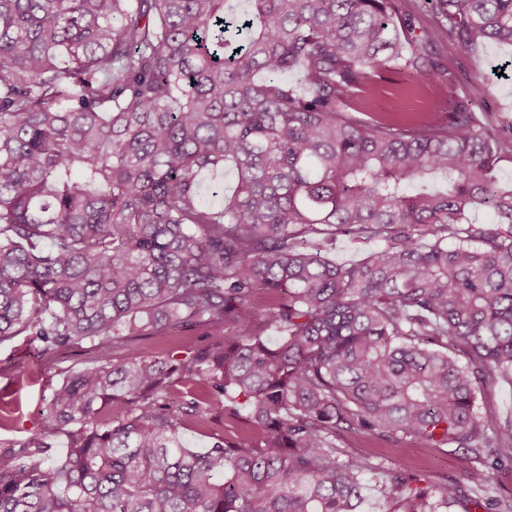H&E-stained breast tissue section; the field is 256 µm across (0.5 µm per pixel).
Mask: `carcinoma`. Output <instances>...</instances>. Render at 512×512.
I'll return each instance as SVG.
<instances>
[{"mask_svg": "<svg viewBox=\"0 0 512 512\" xmlns=\"http://www.w3.org/2000/svg\"><path fill=\"white\" fill-rule=\"evenodd\" d=\"M433 13L0 0V344L112 345L37 432L0 438V512H356L375 471L385 512L478 491L483 512H512L486 469L467 490L342 447L357 433L512 460V420L477 404L478 382L512 381V145L454 99L407 124L351 105L389 64L455 81L445 34L512 45V0ZM230 164L235 195L205 199L200 176ZM478 205L495 219L465 221ZM338 230L380 247L336 264L319 245ZM219 326L175 363L135 344ZM114 402L129 409L105 423ZM218 403L234 437L186 447L185 421Z\"/></svg>", "mask_w": 512, "mask_h": 512, "instance_id": "cac0c4a2", "label": "carcinoma"}]
</instances>
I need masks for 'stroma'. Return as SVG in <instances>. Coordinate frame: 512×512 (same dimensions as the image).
Returning a JSON list of instances; mask_svg holds the SVG:
<instances>
[{"mask_svg": "<svg viewBox=\"0 0 512 512\" xmlns=\"http://www.w3.org/2000/svg\"><path fill=\"white\" fill-rule=\"evenodd\" d=\"M439 51L456 75L454 87L429 80L420 73L388 67L379 72V92L368 98H356L355 106L368 115L382 113L400 121L417 115L436 119L444 116L448 100L453 97L473 111L490 113L498 135L511 141L512 46L486 43L474 53L464 55L445 37L439 43ZM209 341L204 331L191 329L164 336H142L137 344L144 355L170 361L184 358L188 347L199 348ZM104 355V350L82 344L49 360L42 358L36 345L24 336L0 344V414L8 418L7 427H0V438H22L38 430L42 414L66 373ZM233 432L232 423L225 421L223 410L217 408L202 420L187 422L181 436L187 447L205 448L214 438ZM347 449L372 462L391 463L430 480L465 482L473 465L463 452L425 448L406 441L352 435Z\"/></svg>", "mask_w": 512, "mask_h": 512, "instance_id": "obj_1", "label": "stroma"}]
</instances>
